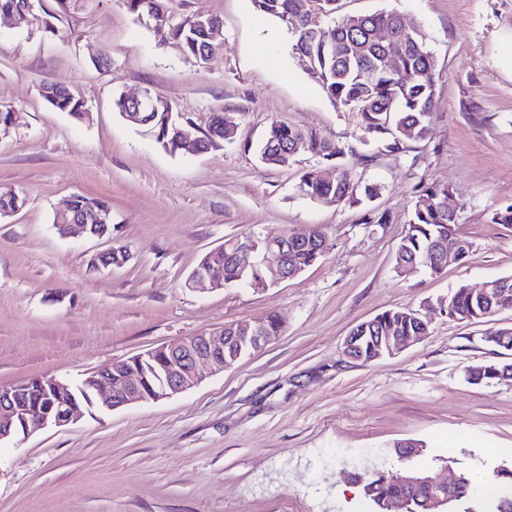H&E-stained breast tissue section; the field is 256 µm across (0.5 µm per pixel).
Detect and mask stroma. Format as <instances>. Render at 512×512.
<instances>
[{"mask_svg":"<svg viewBox=\"0 0 512 512\" xmlns=\"http://www.w3.org/2000/svg\"><path fill=\"white\" fill-rule=\"evenodd\" d=\"M341 13L394 11L437 60L427 141L355 164L379 194L327 205L299 190L317 158L263 165L252 146L282 121L364 153L340 111L292 51L287 30L252 0H174L211 13L224 49L207 66L158 45L124 0H74L49 33L42 19H0V108L20 112L0 137V187L23 206L0 218V386L32 378L76 381L162 344L274 313L282 332L265 348L170 398L0 444V512H372L355 471L402 474L400 443L423 447L436 472L488 477L512 468V381L473 383L470 367L512 356L484 342L511 327L453 320L437 307L460 285L512 276V0H340ZM108 54L111 66L92 61ZM85 104L75 118L50 108L43 81ZM151 90L177 121L206 129L215 112L233 142L173 154L154 131L113 108ZM448 184L469 258L442 273L400 275L395 252L420 181ZM106 201L122 265L96 267L104 241L60 237L55 212L72 196ZM389 223L368 224V213ZM325 228L323 257L268 288L201 292L185 282L231 237ZM428 309L418 344L371 362L344 340L389 309Z\"/></svg>","mask_w":512,"mask_h":512,"instance_id":"obj_1","label":"stroma"}]
</instances>
